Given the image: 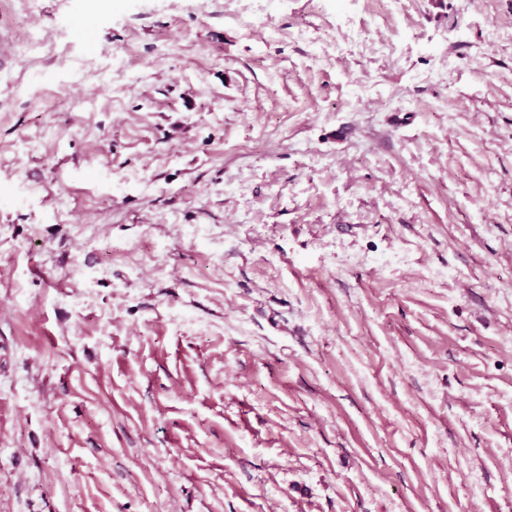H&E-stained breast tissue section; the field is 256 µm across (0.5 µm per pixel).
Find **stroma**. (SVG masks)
<instances>
[{
    "label": "stroma",
    "mask_w": 512,
    "mask_h": 512,
    "mask_svg": "<svg viewBox=\"0 0 512 512\" xmlns=\"http://www.w3.org/2000/svg\"><path fill=\"white\" fill-rule=\"evenodd\" d=\"M79 5L0 0V512H512V0Z\"/></svg>",
    "instance_id": "stroma-1"
}]
</instances>
